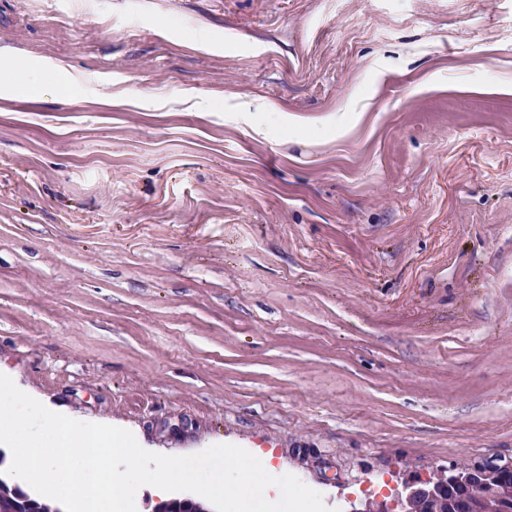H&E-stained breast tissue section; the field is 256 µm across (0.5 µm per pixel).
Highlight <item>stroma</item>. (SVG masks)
I'll list each match as a JSON object with an SVG mask.
<instances>
[{
	"label": "stroma",
	"instance_id": "35a3bbf8",
	"mask_svg": "<svg viewBox=\"0 0 512 512\" xmlns=\"http://www.w3.org/2000/svg\"><path fill=\"white\" fill-rule=\"evenodd\" d=\"M0 367L330 512L512 466V0H0Z\"/></svg>",
	"mask_w": 512,
	"mask_h": 512
}]
</instances>
